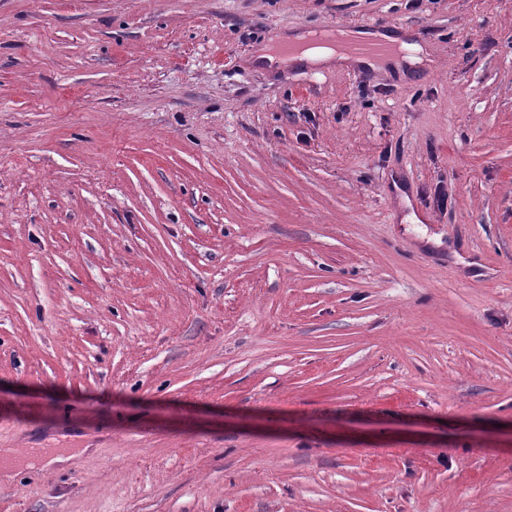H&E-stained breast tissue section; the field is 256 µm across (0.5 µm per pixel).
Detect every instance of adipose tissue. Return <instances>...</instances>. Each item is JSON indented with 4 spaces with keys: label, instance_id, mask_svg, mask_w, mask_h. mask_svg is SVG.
Segmentation results:
<instances>
[{
    "label": "adipose tissue",
    "instance_id": "ef3b65f1",
    "mask_svg": "<svg viewBox=\"0 0 512 512\" xmlns=\"http://www.w3.org/2000/svg\"><path fill=\"white\" fill-rule=\"evenodd\" d=\"M349 39L359 40H383L398 45V53L378 58L369 59L352 55L339 46H312L308 43V36L304 33H294L287 36L286 41L296 46L293 54H284L264 48L257 52L253 63L270 69H280L289 65L339 66L349 68H366L371 70L389 69L399 76L405 77L413 74L418 69L428 66L430 58L424 48L418 44H411L403 40L402 36L390 31H363L349 32Z\"/></svg>",
    "mask_w": 512,
    "mask_h": 512
}]
</instances>
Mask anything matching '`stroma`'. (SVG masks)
I'll use <instances>...</instances> for the list:
<instances>
[{"label": "stroma", "mask_w": 512, "mask_h": 512, "mask_svg": "<svg viewBox=\"0 0 512 512\" xmlns=\"http://www.w3.org/2000/svg\"><path fill=\"white\" fill-rule=\"evenodd\" d=\"M336 27L431 63L251 62ZM2 448L0 512H512V0H0Z\"/></svg>", "instance_id": "obj_1"}]
</instances>
